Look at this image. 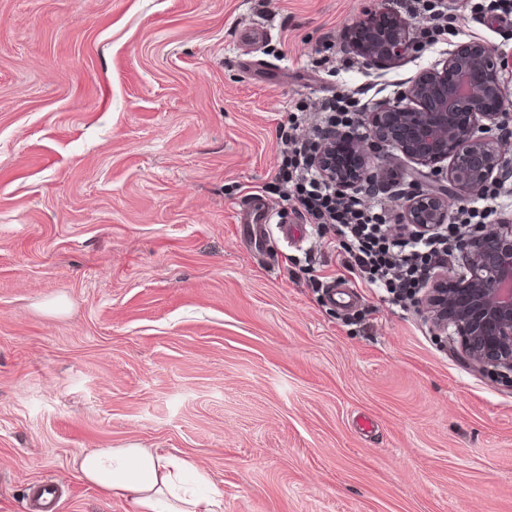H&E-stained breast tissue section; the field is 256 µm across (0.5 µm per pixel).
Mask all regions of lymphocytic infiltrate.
<instances>
[{"label":"lymphocytic infiltrate","mask_w":512,"mask_h":512,"mask_svg":"<svg viewBox=\"0 0 512 512\" xmlns=\"http://www.w3.org/2000/svg\"><path fill=\"white\" fill-rule=\"evenodd\" d=\"M292 154L294 168L303 171L297 186L301 207L312 223L335 225L347 266L360 282L410 298L426 286L432 270L447 263L451 229L424 236L404 226L389 231L385 218L361 198L338 195L317 177L306 144H295Z\"/></svg>","instance_id":"obj_1"}]
</instances>
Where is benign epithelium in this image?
I'll return each instance as SVG.
<instances>
[{
    "mask_svg": "<svg viewBox=\"0 0 512 512\" xmlns=\"http://www.w3.org/2000/svg\"><path fill=\"white\" fill-rule=\"evenodd\" d=\"M386 29L371 41L359 28L346 37L351 51L369 63L404 58L416 52L411 23L384 7L363 24ZM512 57H499L479 41L456 46L439 70L418 75L405 91L412 106L387 104L360 115L375 139L412 159L408 190L401 197L403 222L421 233L445 224L448 201L485 193L512 173V146L502 135L512 122V97L502 73ZM313 166L338 192L373 187L398 175L391 163H377L363 147L355 128L319 132L312 141ZM343 146L361 158L359 169L336 166ZM447 160L442 171L437 164ZM466 271L451 286L435 283L417 297L415 306L443 346L459 345L469 364L512 380V224H470L455 235Z\"/></svg>",
    "mask_w": 512,
    "mask_h": 512,
    "instance_id": "1",
    "label": "benign epithelium"
}]
</instances>
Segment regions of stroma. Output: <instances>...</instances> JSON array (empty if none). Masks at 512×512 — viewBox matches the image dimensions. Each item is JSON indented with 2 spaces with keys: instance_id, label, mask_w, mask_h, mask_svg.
Returning <instances> with one entry per match:
<instances>
[{
  "instance_id": "1",
  "label": "stroma",
  "mask_w": 512,
  "mask_h": 512,
  "mask_svg": "<svg viewBox=\"0 0 512 512\" xmlns=\"http://www.w3.org/2000/svg\"><path fill=\"white\" fill-rule=\"evenodd\" d=\"M383 0H0V512H128L88 448L192 461L224 512H512V387L413 304L353 284L278 177L327 99L402 101L457 44L512 56V0H448L433 46L371 65ZM260 191L303 225L256 250ZM512 222L494 203L449 218Z\"/></svg>"
}]
</instances>
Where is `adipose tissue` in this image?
Returning a JSON list of instances; mask_svg holds the SVG:
<instances>
[{"label":"adipose tissue","instance_id":"ef3b65f1","mask_svg":"<svg viewBox=\"0 0 512 512\" xmlns=\"http://www.w3.org/2000/svg\"><path fill=\"white\" fill-rule=\"evenodd\" d=\"M82 480L110 497L127 501L129 512H224L219 489L199 494L186 481L194 474L207 482L205 472L191 461L145 448H94L80 458Z\"/></svg>","mask_w":512,"mask_h":512}]
</instances>
